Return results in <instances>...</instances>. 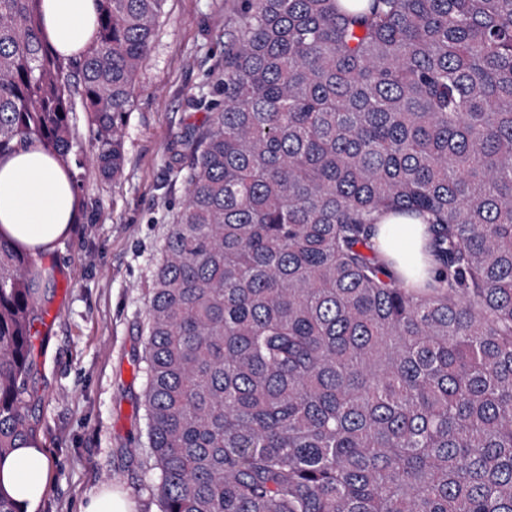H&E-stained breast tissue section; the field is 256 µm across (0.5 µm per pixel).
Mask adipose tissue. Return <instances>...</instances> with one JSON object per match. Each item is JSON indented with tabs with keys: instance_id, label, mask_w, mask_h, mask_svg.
<instances>
[{
	"instance_id": "obj_1",
	"label": "adipose tissue",
	"mask_w": 512,
	"mask_h": 512,
	"mask_svg": "<svg viewBox=\"0 0 512 512\" xmlns=\"http://www.w3.org/2000/svg\"><path fill=\"white\" fill-rule=\"evenodd\" d=\"M43 34L58 51L77 57L95 42L99 0H43ZM80 208L64 161L32 143L0 157V241L32 256L52 251L71 230ZM377 242L395 260L421 255L431 233L421 219L380 216ZM52 462L27 444L0 461V489L25 507L44 496Z\"/></svg>"
}]
</instances>
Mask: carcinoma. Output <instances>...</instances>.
Returning <instances> with one entry per match:
<instances>
[{"mask_svg":"<svg viewBox=\"0 0 512 512\" xmlns=\"http://www.w3.org/2000/svg\"><path fill=\"white\" fill-rule=\"evenodd\" d=\"M100 2L64 58L41 0H0V156L67 154L80 103L120 173L166 0ZM362 2L238 0L149 288L161 512H512V0ZM384 211L433 226L431 276L377 253ZM30 272L0 243V459L30 441Z\"/></svg>","mask_w":512,"mask_h":512,"instance_id":"obj_1","label":"carcinoma"}]
</instances>
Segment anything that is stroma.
<instances>
[{"instance_id":"35a3bbf8","label":"stroma","mask_w":512,"mask_h":512,"mask_svg":"<svg viewBox=\"0 0 512 512\" xmlns=\"http://www.w3.org/2000/svg\"><path fill=\"white\" fill-rule=\"evenodd\" d=\"M234 0H166L126 117L124 162L104 177L84 112L64 161L81 201L67 239L34 261L39 315L22 412L52 461L33 512H82L104 490L161 512L145 452L143 364L152 270L184 198L189 143L221 100Z\"/></svg>"}]
</instances>
